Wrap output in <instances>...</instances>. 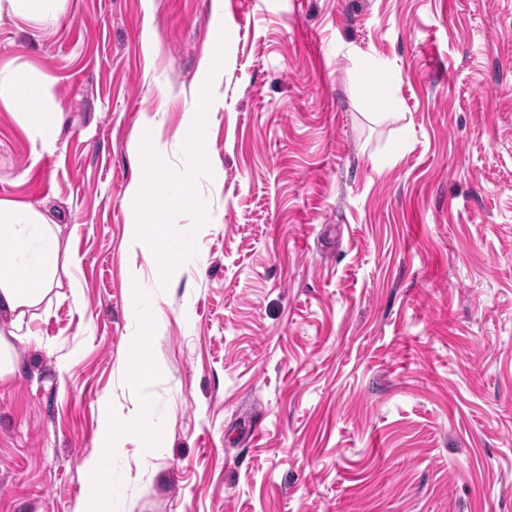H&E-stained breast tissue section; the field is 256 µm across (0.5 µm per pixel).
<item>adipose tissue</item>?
<instances>
[{"label":"adipose tissue","mask_w":512,"mask_h":512,"mask_svg":"<svg viewBox=\"0 0 512 512\" xmlns=\"http://www.w3.org/2000/svg\"><path fill=\"white\" fill-rule=\"evenodd\" d=\"M64 3L65 0H0V18L37 24L58 17ZM199 98L200 106L185 113L178 138L199 166L208 170L212 163L205 150L209 140L205 105L212 97L203 91ZM0 102L22 113L34 142L41 148L55 144L60 105L26 64L0 68ZM175 195L191 198L190 185L176 188L161 177L147 185L136 177L127 189V196L133 202L127 246L145 255L155 277L162 280L169 278L173 269L184 261L171 224L159 217L165 200ZM60 234L59 225L47 223L30 206L0 200V311L10 316L8 326L0 327V383L19 373L16 346L27 340L26 328L34 310L60 285ZM85 468L92 474L93 482L76 512H113L112 472L107 456L87 460Z\"/></svg>","instance_id":"ef3b65f1"}]
</instances>
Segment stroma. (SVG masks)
Segmentation results:
<instances>
[{"instance_id": "stroma-1", "label": "stroma", "mask_w": 512, "mask_h": 512, "mask_svg": "<svg viewBox=\"0 0 512 512\" xmlns=\"http://www.w3.org/2000/svg\"><path fill=\"white\" fill-rule=\"evenodd\" d=\"M223 4L0 22L63 112L43 150L0 104V200L60 225L80 289L0 384V512H75L106 402L162 429L114 453L118 512H512V0ZM204 77L209 172L174 136ZM136 176L194 187L165 280L126 246ZM134 270L164 318L132 352Z\"/></svg>"}]
</instances>
